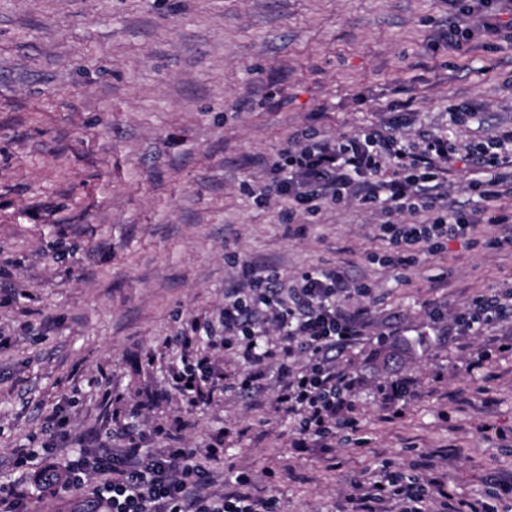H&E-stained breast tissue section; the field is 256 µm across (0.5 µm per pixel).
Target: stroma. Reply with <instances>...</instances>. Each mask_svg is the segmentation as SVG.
I'll list each match as a JSON object with an SVG mask.
<instances>
[{"label": "stroma", "instance_id": "stroma-1", "mask_svg": "<svg viewBox=\"0 0 512 512\" xmlns=\"http://www.w3.org/2000/svg\"><path fill=\"white\" fill-rule=\"evenodd\" d=\"M447 15L446 0H0V482L32 483L12 469L26 449L59 462L45 431L57 407L95 448L113 407L150 394L135 421L147 447H162L159 424L189 448L223 430L216 481L249 470L283 512H336L387 462L447 474L456 501L512 484V358L467 371L482 338L454 351L428 316L512 287V247L453 240L404 281L366 259L379 212L328 207L292 236L280 202L242 189L294 129L352 135L406 98L415 124L460 144L512 128V42L434 48ZM461 101L477 114L459 126L447 107ZM230 253L373 283L374 322L398 324L403 359L384 363L372 336L349 355L366 377L357 436L296 448L293 420L269 407L230 392L193 405L170 387L189 317L219 319ZM398 376L421 394L379 421L376 389Z\"/></svg>", "mask_w": 512, "mask_h": 512}]
</instances>
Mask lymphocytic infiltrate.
Instances as JSON below:
<instances>
[{
    "label": "lymphocytic infiltrate",
    "instance_id": "f902f5d3",
    "mask_svg": "<svg viewBox=\"0 0 512 512\" xmlns=\"http://www.w3.org/2000/svg\"><path fill=\"white\" fill-rule=\"evenodd\" d=\"M506 32L512 34V0H448V23L434 42L459 51L477 38ZM411 107L408 101L390 104L384 125L337 140L320 137L310 126L296 130L265 160L262 180L243 189L260 205L285 202L277 214L281 224L325 207L378 210L382 220L374 232L386 250L377 262L403 270L415 267L421 253H441L452 238L511 247L512 216L498 202L512 196V130L461 147L435 133L408 134ZM459 163L470 174L467 191L483 204L480 212L448 204V174ZM407 213L424 219L404 221ZM231 264L237 277L224 290L222 345L239 369L224 379L204 357L171 367L172 387L197 404L219 390L253 399L277 386V407L297 420L300 440L331 447L339 431L360 426L359 380L338 362L371 334L369 311L357 300L371 295L372 283L349 280L337 267L286 278L236 256ZM429 316L445 336L480 334L486 346L512 352V342L489 334L512 320L511 288L488 289L453 312L434 307ZM153 435L167 440V447H144L121 408H113L112 445L82 449L62 464L41 468L32 492L84 488L109 512H280L279 499L255 494L245 471H233L229 491L211 492L212 466L224 457L223 434L212 436L203 450L181 446L162 425ZM447 497L443 477L387 471L356 484L337 512H433L447 508Z\"/></svg>",
    "mask_w": 512,
    "mask_h": 512
}]
</instances>
